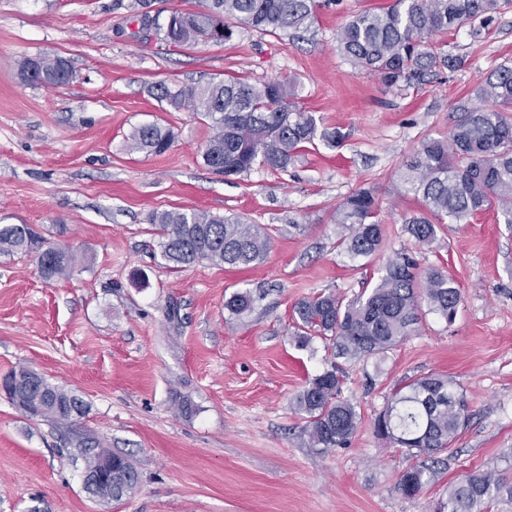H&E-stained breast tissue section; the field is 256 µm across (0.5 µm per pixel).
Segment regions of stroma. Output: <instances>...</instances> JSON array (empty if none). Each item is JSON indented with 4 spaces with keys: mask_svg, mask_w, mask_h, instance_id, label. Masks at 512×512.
Instances as JSON below:
<instances>
[{
    "mask_svg": "<svg viewBox=\"0 0 512 512\" xmlns=\"http://www.w3.org/2000/svg\"><path fill=\"white\" fill-rule=\"evenodd\" d=\"M388 0H339L304 30L242 26L221 44L174 46L159 24L202 0H0V224H31L82 261L51 281L26 253L0 255V377L20 365L77 394L73 428L28 418L0 394V512H434L450 481L512 476V225L497 209L441 225L432 244L404 231L422 212L400 174L424 137L448 136L459 105L475 106L487 73L512 64V2L488 29L434 36L462 68L397 92L355 70L336 37L352 15ZM61 55L72 80L22 82L21 57ZM288 78L298 104L343 135L303 151L288 172L258 168L228 181L206 167L209 122L155 99L159 82ZM175 139L161 155L132 153L134 127ZM372 190L383 246L368 258L339 246L333 215ZM200 209L264 224L273 249L247 268L166 265L147 216ZM408 251L462 291L454 322L423 312L417 331L385 355L339 364L360 413L346 447H310L295 399L335 363L329 341L293 338V308L319 292L353 299ZM146 278L134 281L133 270ZM258 300L236 318L235 291ZM452 376L470 420L445 453L438 481L415 498L397 489L414 459L379 438L377 416L404 380ZM184 397L193 411L174 407ZM128 454L140 480L121 501L83 487L64 449L72 434Z\"/></svg>",
    "mask_w": 512,
    "mask_h": 512,
    "instance_id": "35a3bbf8",
    "label": "stroma"
}]
</instances>
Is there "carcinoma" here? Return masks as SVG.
Returning a JSON list of instances; mask_svg holds the SVG:
<instances>
[{
  "label": "carcinoma",
  "mask_w": 512,
  "mask_h": 512,
  "mask_svg": "<svg viewBox=\"0 0 512 512\" xmlns=\"http://www.w3.org/2000/svg\"><path fill=\"white\" fill-rule=\"evenodd\" d=\"M316 7V0H205L202 10L172 11L163 27L164 40L174 45L222 43L232 38L236 24L271 33L306 28ZM500 7V0H393L376 11L353 15L337 35L338 49L357 71L402 91L464 65L463 57L430 43L432 35L467 25L476 34ZM17 71L25 83L57 87L69 83L66 76L72 68L63 56L37 55L20 58ZM152 92L172 109L211 122L213 135L202 153L203 162L227 179L245 177L257 168L286 172L304 148L318 141L334 148L342 140L340 132L321 127L313 113L299 107L298 90L291 81L251 84L232 77L205 85L159 83ZM477 96L483 104L459 108L449 135L421 140L405 165V188L420 197L424 207L405 225L419 244L433 242L445 220L459 223L494 206L504 223L512 224V66L491 70ZM173 140L170 128L146 123L134 128L126 149L161 155ZM376 214L375 197L368 189L351 194L337 208L339 241L352 257H369L381 247L383 229ZM149 221L162 238L163 260L174 265L207 261L249 267L263 262L272 248L266 228L241 216L172 209L153 212ZM47 244L48 239L28 224H0V254L34 255L45 280L68 276L76 255L61 247L44 253ZM418 269L415 257L402 251L387 263L377 283L354 299L320 292L301 300L293 314L296 343L307 347L315 337H324L332 341L336 358L361 360L386 353L416 332L423 302L453 322L461 303L460 288L437 269L422 277ZM254 302L251 292L236 291L224 308L230 316L240 317ZM3 380L9 399L31 418L72 426L86 413L78 395L27 366L14 368ZM342 384V372L333 366L309 380L296 398L295 410L306 419L313 448H342L357 429L358 413L341 397ZM468 421L457 382L429 374L398 388L374 428L394 446L437 464V455L451 446ZM438 476L433 465L410 466L400 474L398 490L413 498ZM138 482L130 459L114 452L112 487H100L92 495L105 503L119 501ZM505 500L512 502L511 480L492 471L470 473L448 484L447 499L436 512H493Z\"/></svg>",
  "instance_id": "carcinoma-1"
}]
</instances>
